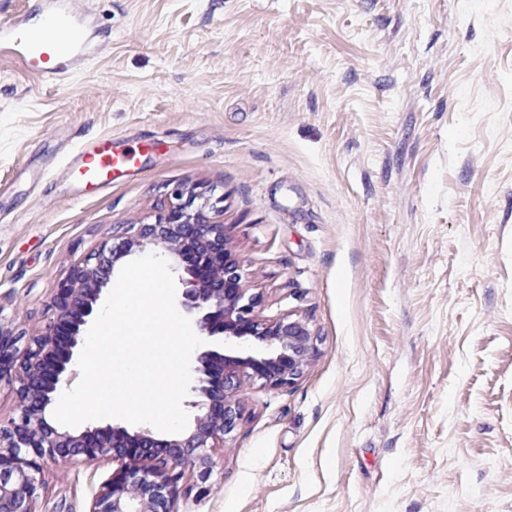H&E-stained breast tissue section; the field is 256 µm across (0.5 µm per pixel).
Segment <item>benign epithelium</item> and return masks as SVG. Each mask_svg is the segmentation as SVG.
I'll return each instance as SVG.
<instances>
[{
	"label": "benign epithelium",
	"mask_w": 512,
	"mask_h": 512,
	"mask_svg": "<svg viewBox=\"0 0 512 512\" xmlns=\"http://www.w3.org/2000/svg\"><path fill=\"white\" fill-rule=\"evenodd\" d=\"M188 184L176 185L155 220L129 224L120 242L78 262L48 304L52 320L26 336L0 323V383L12 386L17 416L0 422V512H37L38 489L49 463L115 468L92 495L87 512H176L185 470L197 474L196 495L210 492L212 449L224 447L243 415L244 385L270 390L294 385L318 351L307 320L293 311L263 318L229 247L228 225L215 220ZM149 251L178 273V307L199 335L222 340L224 352L202 348L194 357L193 409L186 429L168 439L145 426L89 424L70 431L51 411L76 376V355L116 263Z\"/></svg>",
	"instance_id": "benign-epithelium-1"
}]
</instances>
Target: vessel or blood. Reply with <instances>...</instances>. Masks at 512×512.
Masks as SVG:
<instances>
[{"label": "vessel or blood", "mask_w": 512, "mask_h": 512, "mask_svg": "<svg viewBox=\"0 0 512 512\" xmlns=\"http://www.w3.org/2000/svg\"><path fill=\"white\" fill-rule=\"evenodd\" d=\"M0 44L46 76L53 75L62 64L81 67L97 53L88 24L67 0H34L31 18L0 25ZM138 162L137 150L103 136L67 162V176L85 189L101 193L111 188L118 172Z\"/></svg>", "instance_id": "vessel-or-blood-1"}]
</instances>
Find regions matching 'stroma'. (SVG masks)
<instances>
[{
  "instance_id": "1",
  "label": "stroma",
  "mask_w": 512,
  "mask_h": 512,
  "mask_svg": "<svg viewBox=\"0 0 512 512\" xmlns=\"http://www.w3.org/2000/svg\"><path fill=\"white\" fill-rule=\"evenodd\" d=\"M74 7L85 68L0 46V322L42 330L75 264L195 184L263 316L319 351L246 385L180 512H512V0ZM106 134L154 148L83 196L60 172ZM111 471L47 465L38 512Z\"/></svg>"
}]
</instances>
